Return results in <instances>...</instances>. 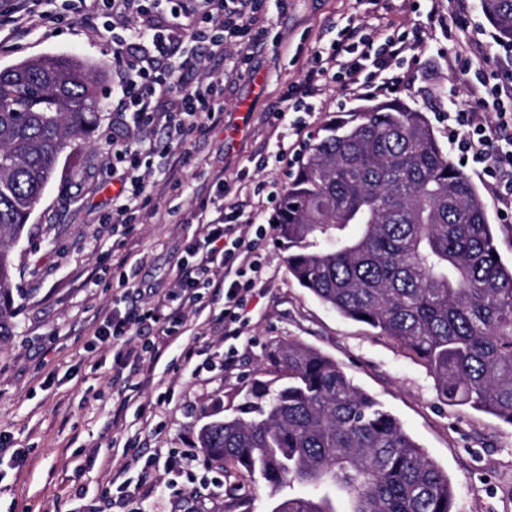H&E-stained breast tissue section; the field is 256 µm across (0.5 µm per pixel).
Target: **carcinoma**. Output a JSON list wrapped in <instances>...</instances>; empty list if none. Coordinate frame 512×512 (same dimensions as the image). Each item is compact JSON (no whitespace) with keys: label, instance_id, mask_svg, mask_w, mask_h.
<instances>
[{"label":"carcinoma","instance_id":"carcinoma-1","mask_svg":"<svg viewBox=\"0 0 512 512\" xmlns=\"http://www.w3.org/2000/svg\"><path fill=\"white\" fill-rule=\"evenodd\" d=\"M482 9L512 43V0ZM93 71L68 55L0 69V337L14 328L12 245L60 158L101 124ZM325 131L279 202L289 275L424 364L448 404L512 425V265L480 194L402 101ZM265 357L237 415L200 428L208 467L288 489L274 512H452L448 474L335 360L293 339Z\"/></svg>","mask_w":512,"mask_h":512}]
</instances>
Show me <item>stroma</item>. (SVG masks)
I'll return each instance as SVG.
<instances>
[{
  "label": "stroma",
  "instance_id": "35a3bbf8",
  "mask_svg": "<svg viewBox=\"0 0 512 512\" xmlns=\"http://www.w3.org/2000/svg\"><path fill=\"white\" fill-rule=\"evenodd\" d=\"M55 22L40 25L0 49V68L42 55H75L101 71L104 119L91 143L60 160L12 249L15 333L0 341V512H102L112 474L155 489L129 512H236L229 478L203 466L197 435L216 415L234 414L249 384L266 367L265 346L296 339L334 359L353 382L395 414L453 485V512H512V426L437 396L429 370L390 339L346 319L317 301L288 274L287 253L268 232L265 272L237 325L225 340L223 301L188 314L187 331L161 356L143 363V383L112 386L113 351L94 343L97 310L117 307L124 265L139 264L138 280L155 303L170 288L173 268L195 238V214L212 205L213 179L224 177L225 204L239 203L245 238L268 223L278 203L273 184H288L307 147L326 123L350 119L360 106L390 97L429 118L440 144L448 142V102L465 99L479 82L494 83L500 59L488 55L481 71H466L458 57L498 34L481 0H288L280 12L265 0L270 35L258 48L256 78L224 90V130L208 139L174 144L162 125L151 135L158 151L179 157V183L154 172L145 180L147 204L122 223L113 213L119 184L112 153L134 135L118 123L112 94V34L103 24H82L64 0H46ZM379 38L405 35L409 49L388 76L405 77L397 94L365 96L321 82L315 112H292L282 125L267 117L288 87L304 79L318 40H333L346 23ZM295 156L276 166L267 158L277 139ZM233 352L225 363V352ZM193 456L183 473L168 472L169 450ZM84 495H76V488Z\"/></svg>",
  "mask_w": 512,
  "mask_h": 512
}]
</instances>
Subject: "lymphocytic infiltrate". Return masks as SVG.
Here are the masks:
<instances>
[{"mask_svg":"<svg viewBox=\"0 0 512 512\" xmlns=\"http://www.w3.org/2000/svg\"><path fill=\"white\" fill-rule=\"evenodd\" d=\"M164 12L145 9L142 0H91L83 21L111 16L112 54L118 64L120 95L114 110L131 115L139 137L112 154V175L121 188L116 196L118 215L133 217L145 200L143 171L152 164L155 146L142 132L153 126L160 100H168L169 139L184 143L206 138L224 125V84L199 79L198 71L212 62L231 63L235 77L253 74V54L269 28L264 0H166ZM43 0H0V45L45 19ZM403 41L386 38L375 44L356 27H345L342 36L318 44L308 61L303 86H293L281 96L273 115L285 120L291 112H312L316 106L307 88L325 80L327 62H335L337 76L348 86L375 89L382 71L404 52ZM495 118H488V109ZM451 152L471 161L483 176L486 188L500 206L504 219L512 218V54L505 56L498 81L488 92L472 90L463 101L448 104ZM244 211L240 206H215L213 213H199V232L179 260L171 290L153 307L140 304L131 285L137 269L123 275L120 284L126 304L123 313L105 317L95 331L101 345L116 346L119 368L114 382H123L130 360L144 352L160 355L168 337L184 333L186 311L203 313L215 300L224 302V325L243 320L248 294L263 273L257 241L238 233ZM155 328L156 340L142 347L131 344L134 333Z\"/></svg>","mask_w":512,"mask_h":512,"instance_id":"f902f5d3","label":"lymphocytic infiltrate"}]
</instances>
